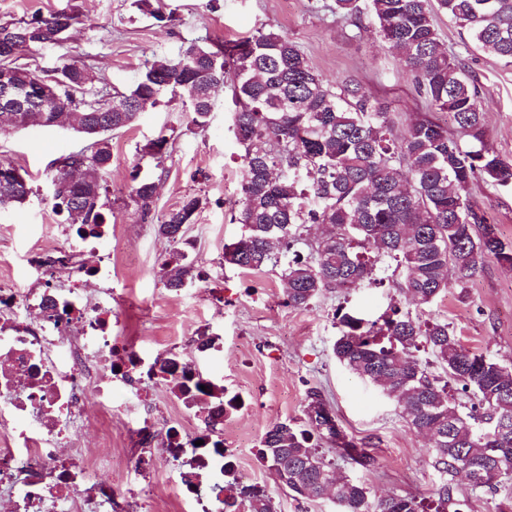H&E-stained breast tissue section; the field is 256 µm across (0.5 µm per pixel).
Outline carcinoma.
<instances>
[{"instance_id": "1", "label": "carcinoma", "mask_w": 512, "mask_h": 512, "mask_svg": "<svg viewBox=\"0 0 512 512\" xmlns=\"http://www.w3.org/2000/svg\"><path fill=\"white\" fill-rule=\"evenodd\" d=\"M322 8L371 33L399 57L417 93L432 108L452 115L457 135L425 113L396 132L387 105L355 83L326 80L288 35L258 30L250 37L213 47L189 44L173 58L145 60L137 82L124 91L100 90L85 65L55 67L56 107L71 126L94 138L98 149L83 157L64 154L53 161V210L67 223L92 224L95 234L109 215L102 200L110 166L106 134L130 126L167 95L179 97L201 127L213 108V88L230 91L233 130L243 149L240 210L234 220L244 231L234 241L233 265L246 271L278 267L290 307L306 308L323 292L351 290L374 281L378 265L396 262L398 288L417 307L428 306L453 277L466 283L486 257L512 260V248L497 226L469 202L471 186L491 182L512 188V161L485 142L478 90L466 65L448 54L434 23L443 13L464 29L473 48L512 65V0H331ZM76 16L66 10L0 24V67L27 89L29 110L41 104L45 79L13 62L14 47L54 45ZM112 96L121 109L101 111ZM157 183L136 181L132 196L143 215L152 210ZM32 188L0 181V210L23 205ZM196 197L183 201L157 224L160 237L175 245L161 263L165 286L178 291L200 278L184 234ZM307 224L330 232L316 242L303 238ZM336 359L359 377L379 384L394 398L419 434L432 430L434 468L440 476L435 512L454 507L448 479L468 463L484 478L471 484L495 493L512 485V368L457 344L448 323L423 324L398 307L369 321L354 313L338 316ZM426 344L448 376L471 388L484 408L464 414L448 398V384L420 365L414 352ZM158 373L188 408L207 397L208 427L240 410L237 394L196 378L177 353L157 362ZM305 424L278 422L262 435L257 462L277 467L283 484L298 497L329 496L339 512H423L411 495L380 497L365 484L343 476L322 453L323 445L342 458L370 468L376 459L366 444L350 440L336 417L314 413L321 393L306 394ZM246 512H274L259 490L246 499Z\"/></svg>"}]
</instances>
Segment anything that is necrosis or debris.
<instances>
[{
    "label": "necrosis or debris",
    "mask_w": 512,
    "mask_h": 512,
    "mask_svg": "<svg viewBox=\"0 0 512 512\" xmlns=\"http://www.w3.org/2000/svg\"><path fill=\"white\" fill-rule=\"evenodd\" d=\"M98 263L75 287L35 292L0 287V512H112L117 495L97 467L113 462L112 438L98 447L69 444L88 404L112 411V378L152 366L126 337L112 333V293L89 297ZM175 476L185 512H224V474L234 470L221 448H175Z\"/></svg>",
    "instance_id": "1"
}]
</instances>
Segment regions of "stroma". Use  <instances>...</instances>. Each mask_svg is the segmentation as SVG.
I'll return each instance as SVG.
<instances>
[{"label":"stroma","mask_w":512,"mask_h":512,"mask_svg":"<svg viewBox=\"0 0 512 512\" xmlns=\"http://www.w3.org/2000/svg\"><path fill=\"white\" fill-rule=\"evenodd\" d=\"M174 13L176 23L158 26L137 10L134 0H0V23L50 13L72 5L77 22L61 42L22 50L20 64L53 68L77 62L104 75L108 87L133 86L146 59L174 57L189 43L202 46L237 40L257 29L283 32L295 41L310 64L329 81L360 82L377 99L389 103L398 126L416 112L428 111L398 56L372 35H357L349 21L323 10V0H151ZM436 28L448 50L465 59L478 85L477 105L485 117L487 143L512 160V66L468 49L466 32L445 15ZM227 89L213 93V110L205 126L193 124L180 101L143 112L131 126L113 132L112 161L104 198L111 221L98 255L75 245L52 208L50 165L61 155L88 149L85 136L63 127L30 126L0 133V163L25 170L33 189L28 201L0 212V285L16 288H68L76 271L101 258L105 276L99 289H111L114 333L138 349L162 356L176 352L199 364L205 375L245 405L225 418L224 445L238 464L239 483L256 485L272 497L276 512H337L327 499H293L253 455L274 423L302 421L308 389H318L349 438L369 444L376 464L364 469L326 450L339 471L378 494H411L433 504L440 485L432 466L431 443L416 433L382 387L362 380L341 365L333 345L338 335L336 311L358 312L374 319L389 306H405L390 267L377 268V283L348 292H325L309 307L285 302L280 269L245 272L225 264L224 245L243 228L234 221L242 175L241 148L232 131ZM169 140L163 168L147 152L158 135ZM151 179L159 190L149 218L132 199L133 178ZM200 209L186 227L188 251L200 279L182 291L165 287L160 265L170 244L157 234V223L186 198ZM471 202L497 224L512 243V191L477 182ZM420 320L447 322L462 347L512 366V267L484 259L466 285L449 282ZM208 334L215 345L200 351L198 338ZM112 414L101 418L87 409L74 435L94 447L101 428L112 432V453L125 459L143 448L136 431L150 420L157 431L180 424L184 438L204 430L203 413L186 408L160 378L134 376L112 384Z\"/></svg>","instance_id":"1"}]
</instances>
